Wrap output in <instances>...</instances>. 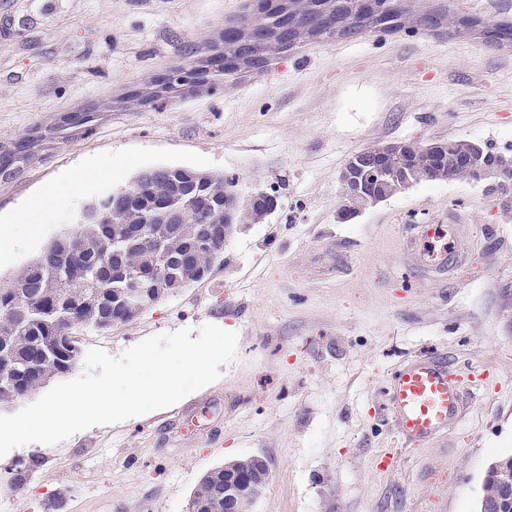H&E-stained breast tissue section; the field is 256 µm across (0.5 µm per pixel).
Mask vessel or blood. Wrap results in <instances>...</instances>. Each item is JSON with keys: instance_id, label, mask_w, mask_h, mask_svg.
I'll list each match as a JSON object with an SVG mask.
<instances>
[{"instance_id": "obj_1", "label": "vessel or blood", "mask_w": 512, "mask_h": 512, "mask_svg": "<svg viewBox=\"0 0 512 512\" xmlns=\"http://www.w3.org/2000/svg\"><path fill=\"white\" fill-rule=\"evenodd\" d=\"M461 371L447 360L417 357L396 370L385 394L393 413V426L402 439L419 444L447 434L458 417Z\"/></svg>"}]
</instances>
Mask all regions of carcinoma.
I'll list each match as a JSON object with an SVG mask.
<instances>
[{"label": "carcinoma", "mask_w": 512, "mask_h": 512, "mask_svg": "<svg viewBox=\"0 0 512 512\" xmlns=\"http://www.w3.org/2000/svg\"><path fill=\"white\" fill-rule=\"evenodd\" d=\"M349 6L336 11L330 5L328 13L347 19L338 36H354L372 31L376 19L361 14L360 0H348ZM284 26L281 21L272 25L273 40L268 51H280L293 46L305 37H318L315 30L288 29L278 34ZM491 42L512 43V21H501L483 31ZM439 150L453 159L465 150L476 149L469 140L437 142ZM409 167L412 168L413 183L469 180L447 165L435 167L430 156L424 152L407 151ZM30 160V155L15 153L10 159L0 157V176L9 168L8 176L20 171V166ZM199 185L207 194L205 210L200 219L208 224H229L236 221L235 213L224 211V175L200 172L180 166L163 165L137 175L129 189L137 200L148 203L140 207L136 200L119 199L111 194L104 200L90 204L84 209L81 230L75 234H62L51 240L41 253L29 262L10 282L25 281L30 287L19 292L0 288V347L10 351L9 361L0 364V406H8L47 381L60 377L79 361V350L74 334L79 329L105 332L119 324H127L142 314V310L124 299L122 274L119 270L141 268L148 272L152 265L160 262L153 245L141 242L121 253L112 250V231L119 224H157L170 226V213L179 209L183 197V183ZM408 185L390 180L377 191L379 201H386L407 189ZM74 240L79 249L86 248L80 271L83 282L70 284L55 263L59 243ZM235 472H245L251 478L269 480L268 467L256 473L254 457L240 459L228 464ZM197 512H224V467L207 472L199 481L191 497Z\"/></svg>", "instance_id": "carcinoma-1"}]
</instances>
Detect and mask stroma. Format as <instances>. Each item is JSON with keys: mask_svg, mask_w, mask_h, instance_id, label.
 <instances>
[{"mask_svg": "<svg viewBox=\"0 0 512 512\" xmlns=\"http://www.w3.org/2000/svg\"><path fill=\"white\" fill-rule=\"evenodd\" d=\"M402 26L303 40L209 91L146 102L171 70L222 44L250 0H0V147L43 139L0 179L12 247L0 281L80 228L85 206L144 170L174 165L235 178L275 210L237 225L210 276L133 322L77 331L81 351L120 355L143 338L211 323L237 332L221 378L173 407L0 458V512H187L224 462L265 458L253 512H474L490 463L512 456V209L486 185L422 182L337 218L354 152L465 139L512 155V46L481 30L427 29V10L512 18V0H407ZM193 56H185V47ZM92 109L94 122L57 130ZM84 169L82 195L66 179ZM56 187L38 233L10 218ZM431 224L454 225L446 261L423 258ZM435 354L484 372L447 439L394 435L385 379ZM395 462L380 469L377 456ZM25 485L16 488L17 466Z\"/></svg>", "mask_w": 512, "mask_h": 512, "instance_id": "obj_1", "label": "stroma"}]
</instances>
